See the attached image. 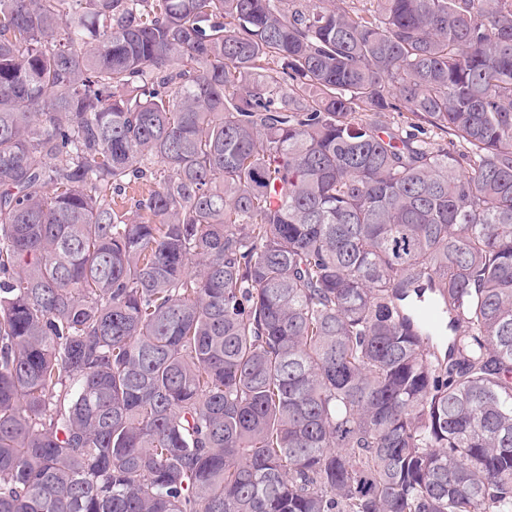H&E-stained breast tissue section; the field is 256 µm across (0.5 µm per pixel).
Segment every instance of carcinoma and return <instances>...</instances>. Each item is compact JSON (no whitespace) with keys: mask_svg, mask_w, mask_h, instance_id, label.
I'll return each instance as SVG.
<instances>
[{"mask_svg":"<svg viewBox=\"0 0 512 512\" xmlns=\"http://www.w3.org/2000/svg\"><path fill=\"white\" fill-rule=\"evenodd\" d=\"M368 2L0 0V512H512V0Z\"/></svg>","mask_w":512,"mask_h":512,"instance_id":"cac0c4a2","label":"carcinoma"}]
</instances>
